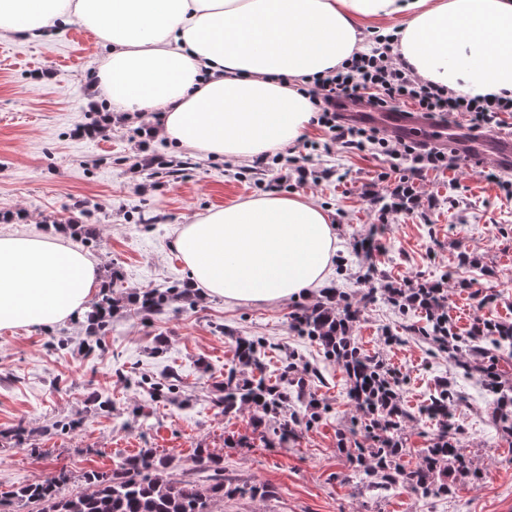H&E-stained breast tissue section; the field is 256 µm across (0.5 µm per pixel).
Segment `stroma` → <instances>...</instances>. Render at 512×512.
I'll return each mask as SVG.
<instances>
[{
  "label": "stroma",
  "instance_id": "35a3bbf8",
  "mask_svg": "<svg viewBox=\"0 0 512 512\" xmlns=\"http://www.w3.org/2000/svg\"><path fill=\"white\" fill-rule=\"evenodd\" d=\"M82 34L64 25L44 42L0 38V233H51L80 247L95 239L90 254L116 306L103 337L83 318L0 329V492L62 469L77 492L85 472L111 470L146 449L168 458L169 477L197 480L204 448L223 457L226 480L251 488L216 502L214 512H507L512 436L492 421L491 391L468 372V352H439L410 333L426 325L424 310L398 309L385 288L409 279L441 284L463 339L479 318L512 323V198L465 161L426 174L410 207L390 209L377 180L383 163L368 154H309L298 143L301 169L279 173L153 137L155 113L108 122L89 94L103 51ZM276 182L319 205L335 226L326 287L286 302L232 305L196 288L192 303L172 302L159 315L135 305L142 291L187 284L173 245L181 224ZM371 238L381 249L359 254ZM367 273L375 299L365 304ZM331 287L360 310L353 334L363 354L399 378L401 403L414 416L402 431L406 467L438 434L423 414L437 382H452L451 440L469 465L449 469L447 494L360 490L345 453L364 426L350 381L293 327L299 309L325 301ZM240 336L265 341L271 381L287 367L296 377L310 366L323 372L299 407L319 418L288 447L266 446L252 409L228 419L213 405ZM20 421L30 432L22 440L9 435Z\"/></svg>",
  "mask_w": 512,
  "mask_h": 512
}]
</instances>
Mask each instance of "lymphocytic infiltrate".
I'll return each mask as SVG.
<instances>
[{"mask_svg": "<svg viewBox=\"0 0 512 512\" xmlns=\"http://www.w3.org/2000/svg\"><path fill=\"white\" fill-rule=\"evenodd\" d=\"M308 95L314 107L312 122L326 132L314 150L327 155L357 150L384 157L387 168L378 175L383 182L393 174L405 183L431 171H454L461 157L450 147L390 139L379 128L349 122L337 110V100L364 102L381 112L408 107L445 124L464 120L471 129L483 131L505 127L512 115V94L481 98L456 93L418 77L387 44L315 77Z\"/></svg>", "mask_w": 512, "mask_h": 512, "instance_id": "1", "label": "lymphocytic infiltrate"}]
</instances>
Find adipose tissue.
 I'll return each instance as SVG.
<instances>
[{
    "mask_svg": "<svg viewBox=\"0 0 512 512\" xmlns=\"http://www.w3.org/2000/svg\"><path fill=\"white\" fill-rule=\"evenodd\" d=\"M396 20L420 78L472 97L512 92V0H0V36L79 24L106 49L96 101L159 113L169 142L227 159L295 143L312 118L302 85ZM174 247L205 296L272 303L323 286L337 238L307 198L265 194L195 217ZM102 282L86 252L0 234V328L61 323Z\"/></svg>",
    "mask_w": 512,
    "mask_h": 512,
    "instance_id": "1",
    "label": "adipose tissue"
}]
</instances>
